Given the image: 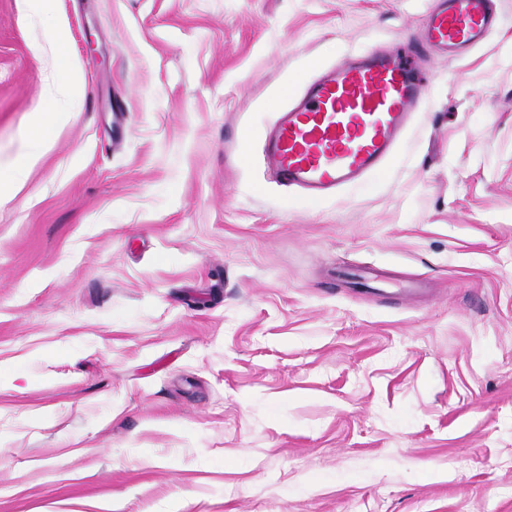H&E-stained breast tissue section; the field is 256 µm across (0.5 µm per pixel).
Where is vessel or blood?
I'll return each instance as SVG.
<instances>
[{
    "label": "vessel or blood",
    "mask_w": 512,
    "mask_h": 512,
    "mask_svg": "<svg viewBox=\"0 0 512 512\" xmlns=\"http://www.w3.org/2000/svg\"><path fill=\"white\" fill-rule=\"evenodd\" d=\"M493 0H440L424 45L466 49L489 32ZM417 51L371 47L324 72L278 120L270 165L288 185L320 200L363 180L389 160L424 98Z\"/></svg>",
    "instance_id": "b4317fda"
}]
</instances>
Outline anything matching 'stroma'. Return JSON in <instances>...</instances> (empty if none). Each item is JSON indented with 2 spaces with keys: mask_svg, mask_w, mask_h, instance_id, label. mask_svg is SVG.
Wrapping results in <instances>:
<instances>
[{
  "mask_svg": "<svg viewBox=\"0 0 512 512\" xmlns=\"http://www.w3.org/2000/svg\"><path fill=\"white\" fill-rule=\"evenodd\" d=\"M434 5L0 0V171L70 114L0 199V512H512V0L384 171L265 159ZM32 10L42 14H52L53 22L47 30L46 39L49 43H63L68 34L66 18L55 9V0H28Z\"/></svg>",
  "mask_w": 512,
  "mask_h": 512,
  "instance_id": "1",
  "label": "stroma"
}]
</instances>
